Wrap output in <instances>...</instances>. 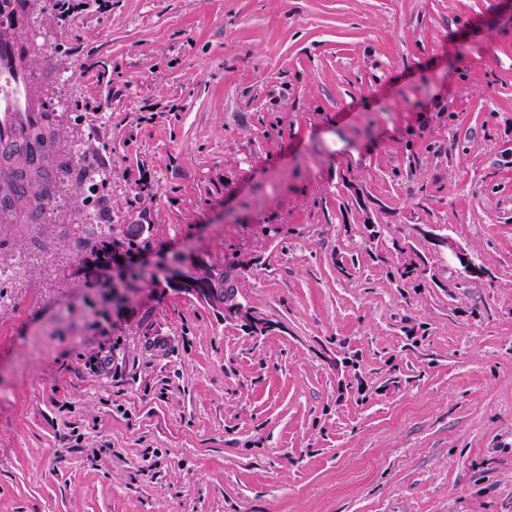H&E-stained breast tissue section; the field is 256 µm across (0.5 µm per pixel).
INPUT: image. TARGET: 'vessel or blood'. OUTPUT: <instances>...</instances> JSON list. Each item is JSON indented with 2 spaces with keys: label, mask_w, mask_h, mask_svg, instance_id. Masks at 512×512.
Instances as JSON below:
<instances>
[{
  "label": "vessel or blood",
  "mask_w": 512,
  "mask_h": 512,
  "mask_svg": "<svg viewBox=\"0 0 512 512\" xmlns=\"http://www.w3.org/2000/svg\"><path fill=\"white\" fill-rule=\"evenodd\" d=\"M39 51L23 0H0V152L31 145L33 130L49 120L41 100L52 77L35 75L31 64Z\"/></svg>",
  "instance_id": "obj_1"
}]
</instances>
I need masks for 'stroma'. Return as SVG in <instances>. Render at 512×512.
<instances>
[{
	"mask_svg": "<svg viewBox=\"0 0 512 512\" xmlns=\"http://www.w3.org/2000/svg\"><path fill=\"white\" fill-rule=\"evenodd\" d=\"M29 3L64 166L0 229V512H512V0ZM81 156L149 227L90 277ZM223 272L224 289L212 287ZM231 272V270L224 271L223 268L218 269L196 263L185 269H170L168 274L170 283L178 290L195 295L214 310L224 312L227 309L239 314L242 308L232 304L233 296H224L226 290L234 291L235 288V276ZM185 279H188V282H185Z\"/></svg>",
	"mask_w": 512,
	"mask_h": 512,
	"instance_id": "obj_1",
	"label": "stroma"
}]
</instances>
